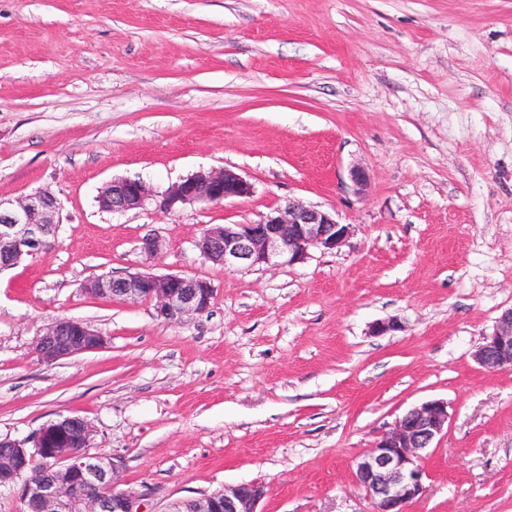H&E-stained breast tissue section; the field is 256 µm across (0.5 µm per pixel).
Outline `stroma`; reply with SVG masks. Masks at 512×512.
<instances>
[{
	"instance_id": "35a3bbf8",
	"label": "stroma",
	"mask_w": 512,
	"mask_h": 512,
	"mask_svg": "<svg viewBox=\"0 0 512 512\" xmlns=\"http://www.w3.org/2000/svg\"><path fill=\"white\" fill-rule=\"evenodd\" d=\"M224 167L249 197L96 202ZM44 189L54 239L0 271V438L87 418L146 512L250 481L262 512H372L355 459L443 399L410 512H512V370L473 357L512 308V0H0V199ZM289 199L335 212L346 244L271 270L196 249ZM134 272L214 300L168 324L84 290ZM58 317L105 348L41 360Z\"/></svg>"
}]
</instances>
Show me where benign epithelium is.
<instances>
[{
    "instance_id": "7a95c632",
    "label": "benign epithelium",
    "mask_w": 512,
    "mask_h": 512,
    "mask_svg": "<svg viewBox=\"0 0 512 512\" xmlns=\"http://www.w3.org/2000/svg\"><path fill=\"white\" fill-rule=\"evenodd\" d=\"M252 184L230 170L199 172L159 192L132 178L114 179L101 188L97 203L104 212H127L152 206L175 213L187 206L248 197ZM59 204L46 191L0 200V270L16 266L46 247L57 228ZM350 225L332 213L288 200L258 222L217 224L205 230L197 248L208 261L226 269L292 266L309 250H336ZM85 290L130 302L154 304L156 317L180 323L206 312L214 290L203 279L178 274L133 273L99 278ZM106 344L101 332L67 318L49 322L33 342L46 362L98 350ZM493 371L512 369V308L497 318L492 334L474 353ZM448 428V403L430 400L396 419L375 446L356 459L354 481L373 504L372 512H408L424 492L425 459L435 440ZM93 427L79 416L44 423L23 440L0 439V487L17 490L24 512H146L142 498L120 488L117 465L105 454L90 451ZM259 483H241L174 503L168 512H258L265 498Z\"/></svg>"
}]
</instances>
